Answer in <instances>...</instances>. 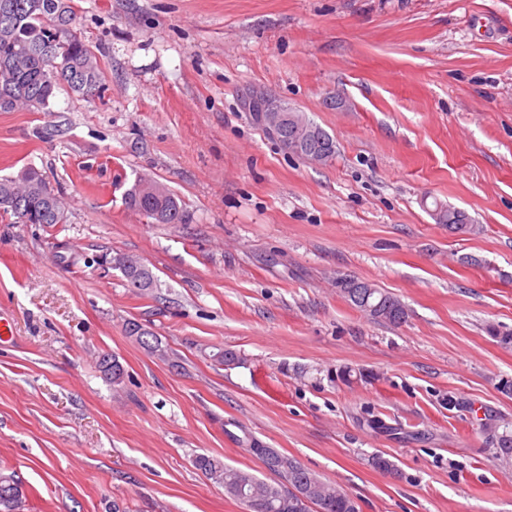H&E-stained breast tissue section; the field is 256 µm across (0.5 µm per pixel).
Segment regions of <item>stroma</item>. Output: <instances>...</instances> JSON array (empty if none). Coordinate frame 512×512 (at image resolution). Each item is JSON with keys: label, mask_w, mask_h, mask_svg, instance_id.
<instances>
[{"label": "stroma", "mask_w": 512, "mask_h": 512, "mask_svg": "<svg viewBox=\"0 0 512 512\" xmlns=\"http://www.w3.org/2000/svg\"><path fill=\"white\" fill-rule=\"evenodd\" d=\"M73 3L104 93L0 112V178L36 167L67 215L0 221V474L23 512H245L193 460L262 477L257 446L358 512H512V0ZM255 92L327 130L335 159L285 154ZM144 175L188 223L126 206ZM437 202L471 229L436 223ZM116 253L152 268L153 295L103 269ZM340 275L406 321L358 312ZM354 281H362L358 278L351 276H344L336 282V287L339 289L341 296L350 304L354 309L362 312L364 315L370 317L372 320L382 322L390 325H400L408 317L405 305L392 293L385 289L373 288L371 283H368V288H373V291L367 295V304L364 306L360 289L352 288ZM360 292V294H359Z\"/></svg>", "instance_id": "stroma-1"}]
</instances>
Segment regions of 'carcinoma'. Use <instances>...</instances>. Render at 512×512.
Returning a JSON list of instances; mask_svg holds the SVG:
<instances>
[{
	"label": "carcinoma",
	"mask_w": 512,
	"mask_h": 512,
	"mask_svg": "<svg viewBox=\"0 0 512 512\" xmlns=\"http://www.w3.org/2000/svg\"><path fill=\"white\" fill-rule=\"evenodd\" d=\"M77 15L72 0H0V112L19 109L48 110L55 89L65 84L87 97H95L104 89L103 75L96 56L76 30ZM64 28L61 41L48 46V33ZM66 55L67 70L54 75L44 73L48 55ZM311 133L315 141L311 149L322 154L325 164L336 155V140L305 113H286L282 124L283 139ZM47 179L40 170L27 167L15 177L0 179V218L15 224H64L67 215L61 207L48 209ZM125 204L154 224H185L187 214L177 198L165 186L151 193L131 188ZM436 222L463 231L471 228L469 215L456 207L438 206ZM356 278L344 276L336 282L341 296L354 309L371 319L390 325H400L408 317L405 305L392 293L376 287L367 296L353 287ZM173 368L180 367V358L170 348L155 339L151 352ZM254 454L274 476L270 482L255 474L224 464L218 458L200 454L194 466L207 478L224 487L234 500L242 501L241 491L249 494L251 512H293L294 491L307 500L303 512H357L354 500L340 486L325 481L305 468L294 457L275 448ZM17 481L11 476L0 479V509L11 512L10 504L17 492Z\"/></svg>",
	"instance_id": "1"
}]
</instances>
